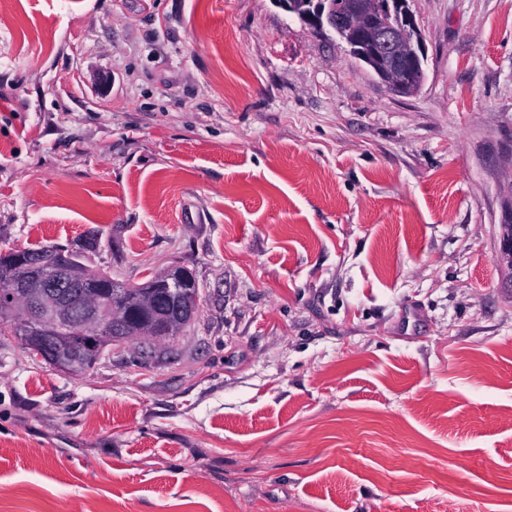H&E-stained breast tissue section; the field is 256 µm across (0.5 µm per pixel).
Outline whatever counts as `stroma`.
Returning <instances> with one entry per match:
<instances>
[{"instance_id": "obj_1", "label": "stroma", "mask_w": 512, "mask_h": 512, "mask_svg": "<svg viewBox=\"0 0 512 512\" xmlns=\"http://www.w3.org/2000/svg\"><path fill=\"white\" fill-rule=\"evenodd\" d=\"M390 90L273 0H0V250L173 265V341L0 333V512H512V0Z\"/></svg>"}]
</instances>
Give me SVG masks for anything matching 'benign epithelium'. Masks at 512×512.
I'll return each instance as SVG.
<instances>
[{
  "mask_svg": "<svg viewBox=\"0 0 512 512\" xmlns=\"http://www.w3.org/2000/svg\"><path fill=\"white\" fill-rule=\"evenodd\" d=\"M300 22L322 30L326 27L343 34L359 29L364 45L359 47L353 40L346 41L350 53L368 66L389 88L399 93L407 87L419 89L425 79L422 69L411 70L410 64L420 54H425L423 38L410 0H340L336 9L326 13L311 11L308 3L291 12ZM62 273L37 285L22 280L10 283L0 291L4 300L16 311L13 331L17 335H36L44 342L57 331L76 322L84 325L90 335L82 337L77 356L68 367L70 371H86L97 363L98 341L112 340V290L93 289L88 304L74 308L65 297L63 288L68 280L99 279V275L86 267L69 263L60 256Z\"/></svg>",
  "mask_w": 512,
  "mask_h": 512,
  "instance_id": "7a95c632",
  "label": "benign epithelium"
}]
</instances>
